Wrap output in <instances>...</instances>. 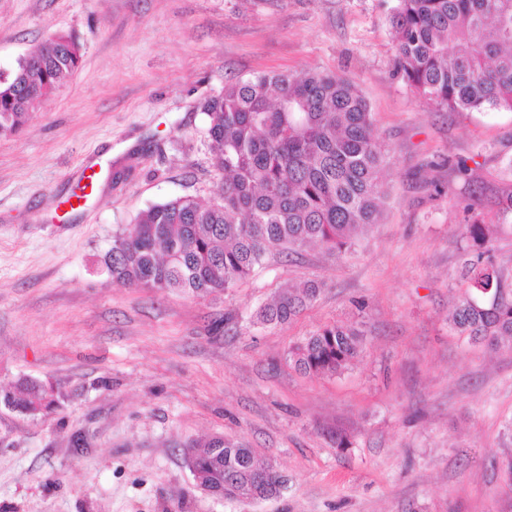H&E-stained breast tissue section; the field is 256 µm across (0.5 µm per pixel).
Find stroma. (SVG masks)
Returning a JSON list of instances; mask_svg holds the SVG:
<instances>
[{"instance_id":"35a3bbf8","label":"stroma","mask_w":512,"mask_h":512,"mask_svg":"<svg viewBox=\"0 0 512 512\" xmlns=\"http://www.w3.org/2000/svg\"><path fill=\"white\" fill-rule=\"evenodd\" d=\"M394 5L0 0V72L54 33L81 47L78 69L0 139V393L28 376L64 397L35 419L0 404V512H512V347L450 326L477 255L462 225H494L512 287V112L421 97L397 71ZM311 70L349 77L369 103L380 222L341 254H280L204 297L113 280L103 256L143 210L213 201L203 102L232 78ZM88 171L95 194L63 211ZM309 280L323 289L299 317L255 323ZM332 324L363 330L358 357L333 377L297 372L289 348ZM216 434L271 458L282 495L199 490L183 447Z\"/></svg>"}]
</instances>
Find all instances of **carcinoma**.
<instances>
[{
	"mask_svg": "<svg viewBox=\"0 0 512 512\" xmlns=\"http://www.w3.org/2000/svg\"><path fill=\"white\" fill-rule=\"evenodd\" d=\"M390 23L399 72L426 100L448 112H512V0H396ZM80 60L77 37L56 33L0 73V138L19 133ZM202 111L212 165L222 174L214 202L182 196L150 206L113 235L103 257L113 279L205 296L233 287L275 253L312 244L340 253L359 228L377 222L384 155L369 104L349 78L259 73L225 84ZM461 235L477 255L450 323L457 335L495 349L512 341V288L491 259L488 226L475 220ZM321 287L310 281L278 294L257 322L292 321ZM363 336L351 325H328L292 346L289 360L304 375L333 376L358 356ZM0 401L31 418L61 407L52 385L25 377ZM185 461L212 495L226 499L262 501L287 484L272 461L222 435L202 448L187 445Z\"/></svg>",
	"mask_w": 512,
	"mask_h": 512,
	"instance_id": "carcinoma-1",
	"label": "carcinoma"
}]
</instances>
